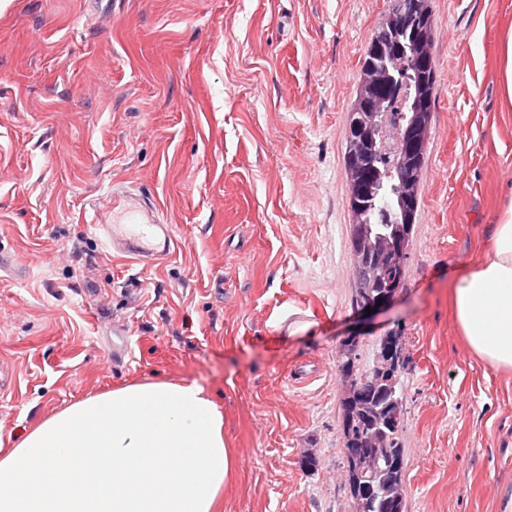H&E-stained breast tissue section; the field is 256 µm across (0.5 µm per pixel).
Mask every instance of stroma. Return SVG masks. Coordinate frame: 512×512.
<instances>
[{
	"instance_id": "obj_1",
	"label": "stroma",
	"mask_w": 512,
	"mask_h": 512,
	"mask_svg": "<svg viewBox=\"0 0 512 512\" xmlns=\"http://www.w3.org/2000/svg\"><path fill=\"white\" fill-rule=\"evenodd\" d=\"M435 104L394 301L353 300L347 116L391 0H12L0 14V446L131 383L194 380L238 462L223 512H352L338 357L399 340L407 512H497L512 373L478 361L450 283L512 185V0H430ZM174 251L104 248L113 188ZM502 86L505 95L512 103V27L502 36V57H501Z\"/></svg>"
}]
</instances>
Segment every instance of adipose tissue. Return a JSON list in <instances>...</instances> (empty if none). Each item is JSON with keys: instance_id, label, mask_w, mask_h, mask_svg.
Segmentation results:
<instances>
[{"instance_id": "ef3b65f1", "label": "adipose tissue", "mask_w": 512, "mask_h": 512, "mask_svg": "<svg viewBox=\"0 0 512 512\" xmlns=\"http://www.w3.org/2000/svg\"><path fill=\"white\" fill-rule=\"evenodd\" d=\"M491 246L451 284L473 355L512 372V195ZM237 467L224 414L190 380L127 385L75 402L0 453V512H217Z\"/></svg>"}]
</instances>
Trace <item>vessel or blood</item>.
Instances as JSON below:
<instances>
[{"mask_svg":"<svg viewBox=\"0 0 512 512\" xmlns=\"http://www.w3.org/2000/svg\"><path fill=\"white\" fill-rule=\"evenodd\" d=\"M100 230L113 250L128 259L164 257L175 242L172 226L151 207H127L122 226L104 224Z\"/></svg>","mask_w":512,"mask_h":512,"instance_id":"obj_1","label":"vessel or blood"}]
</instances>
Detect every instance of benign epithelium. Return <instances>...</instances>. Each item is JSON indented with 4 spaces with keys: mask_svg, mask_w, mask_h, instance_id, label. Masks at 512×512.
<instances>
[{
    "mask_svg": "<svg viewBox=\"0 0 512 512\" xmlns=\"http://www.w3.org/2000/svg\"><path fill=\"white\" fill-rule=\"evenodd\" d=\"M392 13L400 18V24L397 26L399 30L411 26L414 33L423 35L429 26L427 15L419 11L412 0H394ZM376 49L393 57H402L418 77V90L411 104L407 128L403 131L398 127L392 132L395 151L406 166L412 167L419 164L426 155L427 143L423 136L417 134V128L424 114L432 108V101L426 94L425 87L434 77V57L418 49L408 53L398 39H391L385 44L378 42ZM389 101L391 95L381 76L377 75V69H366L356 104V111L364 113V116L356 120L354 134L349 137L350 152L347 156V170L351 179L350 199L356 207L359 206V200L366 197L370 191V174L383 148V144L377 143L374 138L371 124L387 109ZM398 206L405 222L399 237L388 243L380 252L372 253L359 248L354 253L356 270L384 269L394 275V278L387 280V285L358 307L360 311L364 312L368 308L373 311L385 308L393 301L401 286V280L395 277L396 267L402 259L413 230L415 202L405 197L398 200ZM354 347L355 340L352 339L344 345L340 354L339 372L344 378L343 402L352 419L359 423L370 422L373 427L356 438H350L352 447L345 449L347 471L358 492L369 498L379 499L382 512H389L396 506L398 497L393 495L390 489L381 494L377 493L372 483V472L384 452L386 432L381 427L384 420L381 419L379 411L372 407L373 397L364 395L363 389L350 376V368L354 362ZM396 364V345L392 342L384 343L375 366L377 374L382 377L392 376Z\"/></svg>",
    "mask_w": 512,
    "mask_h": 512,
    "instance_id": "7a95c632",
    "label": "benign epithelium"
}]
</instances>
